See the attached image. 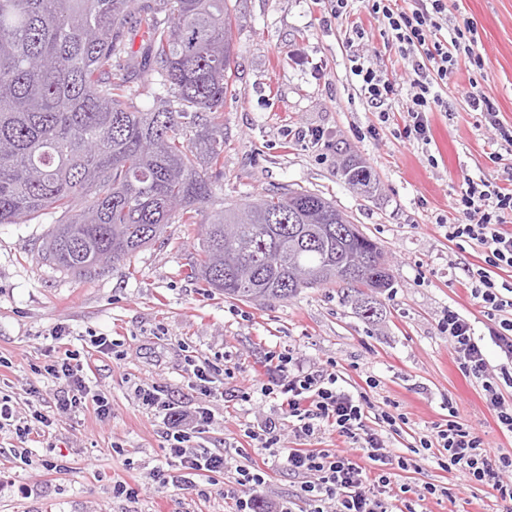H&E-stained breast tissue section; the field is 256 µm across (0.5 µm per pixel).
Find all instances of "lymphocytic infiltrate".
<instances>
[{
  "label": "lymphocytic infiltrate",
  "instance_id": "lymphocytic-infiltrate-1",
  "mask_svg": "<svg viewBox=\"0 0 512 512\" xmlns=\"http://www.w3.org/2000/svg\"><path fill=\"white\" fill-rule=\"evenodd\" d=\"M366 10L383 21L403 60L411 88L403 135L407 140L429 143L428 112L443 108L440 88L454 72L459 59L483 69L484 59L469 19L449 23L443 0H418L411 9L399 7L397 0H367ZM454 207L467 216L464 224L448 227V240L456 248L480 247L482 265L469 269L465 281L473 299L487 313L496 316L489 337L503 358L498 371H491L484 347L471 323L455 310L444 314L440 329L446 333L456 353V363L464 376L481 380L487 400L496 408L501 431L512 433V406L501 404L500 384H512V283L496 282L491 272L512 268V185L488 181L468 182ZM267 372L255 382L254 390L238 391L240 400L261 395L275 401L282 414L292 420L297 447H281L278 419L265 420L248 436L262 455L280 460L291 474L301 477L302 497L313 512H415L407 497L394 489L397 472L415 468L414 459L392 456L381 434L368 429L365 421L373 404L365 392L352 393L338 384L336 373L327 369L309 371L293 352L274 349L266 353ZM45 374L57 384V411L72 412L92 408L98 417L111 415L106 394L90 384L88 370L79 354L60 350ZM163 389L154 383L137 385L135 393L144 406L164 413L169 469L156 472L165 486L190 487L200 474L223 475V453L190 447L192 435L208 433L211 411L200 405L192 411H176L162 398ZM52 424L49 415L37 407L18 414L11 396L0 397V430H14L17 438L40 434ZM331 426L345 447L341 450L305 447V440ZM423 449L440 448L448 454L449 469L462 473L467 482L490 486L502 500L512 501V458L492 459L487 443L471 427L448 422L433 438H420ZM373 470H366V462Z\"/></svg>",
  "mask_w": 512,
  "mask_h": 512
}]
</instances>
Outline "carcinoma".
Segmentation results:
<instances>
[{"label": "carcinoma", "instance_id": "1", "mask_svg": "<svg viewBox=\"0 0 512 512\" xmlns=\"http://www.w3.org/2000/svg\"><path fill=\"white\" fill-rule=\"evenodd\" d=\"M234 55L228 0H0V224L60 214L41 259L88 277L170 224L197 223L223 176ZM148 65L156 79L132 84ZM143 97L152 107L134 105ZM348 223L307 190L227 204L208 217L190 277L258 304L343 284L369 321L391 275L378 243ZM309 224L318 234L303 233ZM352 254L367 267L347 280L334 269Z\"/></svg>", "mask_w": 512, "mask_h": 512}]
</instances>
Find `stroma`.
I'll return each mask as SVG.
<instances>
[{"mask_svg":"<svg viewBox=\"0 0 512 512\" xmlns=\"http://www.w3.org/2000/svg\"><path fill=\"white\" fill-rule=\"evenodd\" d=\"M230 5L237 17V59L224 101V169L214 196L240 203L288 186L334 201L386 254L392 282L379 296L382 315L365 321L336 285L305 288L265 306L201 287L187 272L201 247L203 214L194 224L169 225L166 243L86 279L38 257L55 216L0 224V360L6 363L0 393L23 406L20 388L34 383L37 404L53 420L49 436L27 444L0 432V512H236L225 484L210 486L202 498L155 480L156 469L166 464L163 416L142 406L134 389L159 383L171 405L189 411L202 397L185 378L186 353L227 363L232 373L223 380L226 395L211 399L213 423L201 444L223 451L232 471L257 458L247 430L281 412L274 402L232 400L228 393L251 385L274 347L293 349L310 370L335 362L340 386L368 393L375 411L407 416L401 433L385 437L391 455L417 460L415 469L396 476V485L415 493L429 482L448 489L446 497L417 502V512H506L497 491L467 485L418 444L452 416L474 428L492 454L512 457V434L498 428L481 380L458 370L439 326L451 308L477 335L488 333L486 313L462 286L480 255L449 243L445 226L459 219L452 204L467 181H512V146L496 140L481 112L459 94L477 82L500 119L512 124V0H446L449 18L472 21L485 67L459 63L443 92L448 108L431 115L432 140L424 147L396 136L410 103L409 85L397 46L361 0L354 5L366 31L361 40L350 37V20L332 19L330 0ZM357 54L396 79L392 121L380 122L361 93L350 71ZM311 129L322 130L323 139L299 141ZM431 155L437 165H429ZM351 159L371 170L368 191L342 177ZM58 326L67 331L69 349L82 354L97 336L117 345L119 357L100 356L92 377L112 403L110 417L90 410L57 413L56 383L34 374L52 358ZM20 446L27 448L29 463L14 459ZM46 459L65 460L68 468L46 471ZM118 481L136 488L137 498L115 495ZM299 485L298 477L270 468L256 503L307 512Z\"/></svg>","mask_w":512,"mask_h":512,"instance_id":"35a3bbf8","label":"stroma"}]
</instances>
